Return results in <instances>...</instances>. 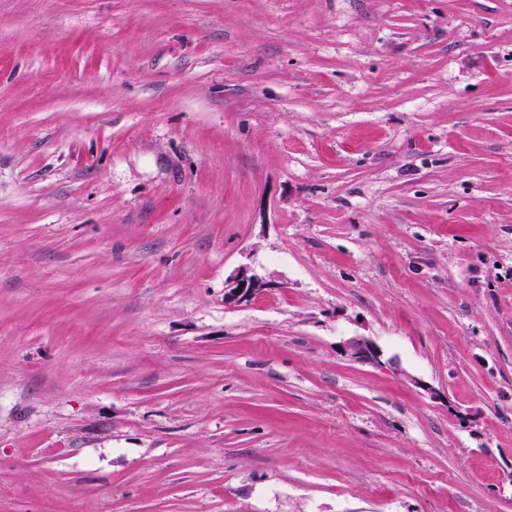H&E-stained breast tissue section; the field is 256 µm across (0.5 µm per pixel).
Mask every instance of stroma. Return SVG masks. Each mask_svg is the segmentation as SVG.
Listing matches in <instances>:
<instances>
[{"label":"stroma","instance_id":"stroma-1","mask_svg":"<svg viewBox=\"0 0 512 512\" xmlns=\"http://www.w3.org/2000/svg\"><path fill=\"white\" fill-rule=\"evenodd\" d=\"M0 512H512V0H0ZM227 283L230 288L224 289V299L228 302L256 297L267 286V283L261 277L256 274H249L246 269L238 270Z\"/></svg>","mask_w":512,"mask_h":512}]
</instances>
